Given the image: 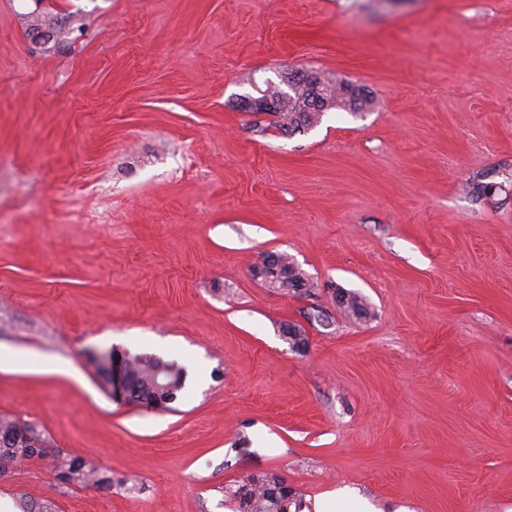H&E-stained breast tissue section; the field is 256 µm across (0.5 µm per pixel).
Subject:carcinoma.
I'll return each instance as SVG.
<instances>
[{"instance_id":"cac0c4a2","label":"carcinoma","mask_w":512,"mask_h":512,"mask_svg":"<svg viewBox=\"0 0 512 512\" xmlns=\"http://www.w3.org/2000/svg\"><path fill=\"white\" fill-rule=\"evenodd\" d=\"M342 81L329 83L320 77L307 81L281 100L275 112L280 130L295 133L306 129L331 109L363 110L370 103L366 97L352 99L344 93ZM253 276L269 288L285 294L309 292L310 282L305 272L283 254H265L252 268ZM337 306L348 316L367 318L368 311L360 296L342 292ZM122 361L124 375L128 378L135 398L149 403L160 402L167 409L185 387V369L175 362L165 361L150 354H118L111 350L100 362L98 373L103 381L112 380V364ZM0 434H12L15 440L0 446V465L20 463L40 458L47 453L50 442L34 423L11 417H0ZM56 480L69 486L98 489L112 488L109 470L92 457L70 456L56 451L52 454ZM225 500L232 503L235 512H302V500L288 487L278 473L268 471L251 474L236 487L224 491Z\"/></svg>"}]
</instances>
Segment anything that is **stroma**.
Masks as SVG:
<instances>
[{"instance_id": "35a3bbf8", "label": "stroma", "mask_w": 512, "mask_h": 512, "mask_svg": "<svg viewBox=\"0 0 512 512\" xmlns=\"http://www.w3.org/2000/svg\"><path fill=\"white\" fill-rule=\"evenodd\" d=\"M290 68L371 104L240 109ZM112 349L184 367L172 408L113 400ZM1 415L113 485L40 460L0 512H230L263 471L304 512H512V0H0ZM253 276L260 278L268 288L285 294H306L310 291V282L305 272L292 263L283 254H265L252 268ZM297 286L305 287L302 291ZM51 457L55 478L60 484L98 489L112 487V475L95 458L70 456L59 451H54Z\"/></svg>"}]
</instances>
